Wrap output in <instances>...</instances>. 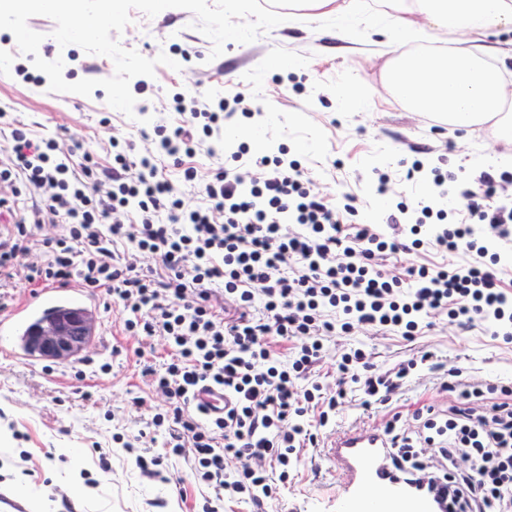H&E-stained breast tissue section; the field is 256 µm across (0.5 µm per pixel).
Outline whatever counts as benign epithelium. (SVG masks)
<instances>
[{
    "instance_id": "obj_1",
    "label": "benign epithelium",
    "mask_w": 512,
    "mask_h": 512,
    "mask_svg": "<svg viewBox=\"0 0 512 512\" xmlns=\"http://www.w3.org/2000/svg\"><path fill=\"white\" fill-rule=\"evenodd\" d=\"M92 324L81 310H65L37 325L28 338L31 351L44 358L68 360L91 344Z\"/></svg>"
}]
</instances>
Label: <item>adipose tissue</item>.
<instances>
[{"instance_id": "adipose-tissue-1", "label": "adipose tissue", "mask_w": 512, "mask_h": 512, "mask_svg": "<svg viewBox=\"0 0 512 512\" xmlns=\"http://www.w3.org/2000/svg\"><path fill=\"white\" fill-rule=\"evenodd\" d=\"M384 19L365 31L350 22L349 0H289L292 9L332 20L343 38L379 49L422 32L437 41L444 33L464 36L446 52L403 51L386 67L390 96L417 112L446 115L449 125L475 129L494 123L512 131V0H383Z\"/></svg>"}]
</instances>
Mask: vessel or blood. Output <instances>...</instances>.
I'll use <instances>...</instances> for the list:
<instances>
[{
  "instance_id": "vessel-or-blood-1",
  "label": "vessel or blood",
  "mask_w": 512,
  "mask_h": 512,
  "mask_svg": "<svg viewBox=\"0 0 512 512\" xmlns=\"http://www.w3.org/2000/svg\"><path fill=\"white\" fill-rule=\"evenodd\" d=\"M83 287L76 282L35 290L10 318L0 321V334L14 336L9 352L28 359L22 336L41 311L60 300L83 303ZM325 460L340 489L336 512H445L436 487L397 469L395 450L385 429L355 424L324 440Z\"/></svg>"
}]
</instances>
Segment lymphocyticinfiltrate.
Wrapping results in <instances>:
<instances>
[{
    "label": "lymphocytic infiltrate",
    "instance_id": "f902f5d3",
    "mask_svg": "<svg viewBox=\"0 0 512 512\" xmlns=\"http://www.w3.org/2000/svg\"><path fill=\"white\" fill-rule=\"evenodd\" d=\"M249 96L233 100L172 98L179 123L157 127L174 164L238 117H251ZM132 143L113 144L112 175L101 180L91 155L68 164L58 143L15 125L0 146V278L24 288L75 281L101 288L126 313V332L163 337L164 368L141 375L164 398L133 441L147 476L163 477L152 454L163 434L168 454L187 458L213 496L262 512L294 479L302 448L321 445L344 389L315 375L329 337L372 329L412 339L443 317L459 328L512 342V266L489 242L512 241V171L481 172L449 187L433 169L444 206L398 203L384 236L355 220V198L321 193L295 159L249 156L247 148L204 174L184 167L205 204L190 205L159 176L151 157L131 160ZM61 223L63 234L40 237ZM38 262H27L31 252ZM149 255L154 265L142 266ZM430 353L375 371L360 348L336 363L365 403L386 404ZM203 384L234 403L221 416L194 405ZM454 398L447 413L428 412L419 439L392 430L399 467L445 483L456 512H512V388L443 381ZM503 401L475 412L485 393ZM167 454V455H168Z\"/></svg>",
    "mask_w": 512,
    "mask_h": 512
}]
</instances>
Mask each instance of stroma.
<instances>
[{"label": "stroma", "instance_id": "35a3bbf8", "mask_svg": "<svg viewBox=\"0 0 512 512\" xmlns=\"http://www.w3.org/2000/svg\"><path fill=\"white\" fill-rule=\"evenodd\" d=\"M195 16L170 8L155 17L132 11L131 22L117 39L122 47L152 59L188 44L198 52L180 70L159 65L146 78V93L137 95L136 109L143 122L131 119L106 102L104 89L90 96L49 91L47 82L25 81L12 75L0 79V110L7 121L20 122L45 137L61 138L65 148L92 153L99 175L111 172L109 143L113 129L140 140L155 125H173L180 117L161 111L160 100L181 92L205 98L251 95L261 106L260 116L240 120L228 129L214 151H198L190 165L208 172L224 159L225 146L248 142L259 129L262 153L286 146L309 167L329 199L355 196L359 216L382 224L390 206L388 196L376 190L375 170L390 171L398 187L411 199L428 197L425 182L405 181L406 165L415 149H422L424 165L446 164L459 179L478 177L494 168L492 153L512 151L507 143L492 144L481 131L450 129L446 118L414 112L398 104L384 86L386 58L340 41L331 24H282L249 44L227 43L223 54L212 57V41L194 27ZM43 34L40 56L48 61L66 56L67 82L106 79L114 69L100 55L81 47H59L52 33L55 23L46 16L28 21ZM359 82L376 95L364 108L343 103L339 86ZM96 333L84 356L66 362L27 363L0 353V496L17 497L18 484L29 487L27 512H197L206 494L180 458L165 461L167 482L148 481L123 448L144 429L152 407L162 399L140 375L143 363L166 361L169 351L160 337L130 336L124 314L104 291L93 293ZM372 352V361L384 371L400 361L430 351L447 366L461 368L471 383L512 381V347L473 331L460 332L445 321L414 340L381 336L363 330L353 336H335L326 344L317 368L321 381L335 385L336 358L347 347ZM147 405L138 409L135 398ZM448 394L437 374L421 369L408 386L384 405H359L357 393H348L336 424L353 422L384 425L398 419L415 430L414 414L426 406L445 409ZM338 486L318 453L303 452L290 490L268 504V512H335Z\"/></svg>", "mask_w": 512, "mask_h": 512}]
</instances>
